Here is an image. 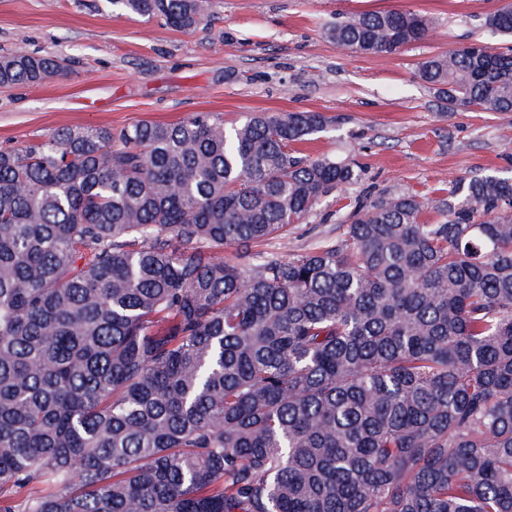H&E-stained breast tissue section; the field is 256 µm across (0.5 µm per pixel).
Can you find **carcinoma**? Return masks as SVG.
Listing matches in <instances>:
<instances>
[{
  "label": "carcinoma",
  "instance_id": "carcinoma-1",
  "mask_svg": "<svg viewBox=\"0 0 512 512\" xmlns=\"http://www.w3.org/2000/svg\"><path fill=\"white\" fill-rule=\"evenodd\" d=\"M109 3L184 32L207 8ZM484 25L512 37V4ZM432 28L327 35L390 54ZM66 70L17 52L0 86ZM419 72L512 112L510 54ZM327 124L201 112L0 149V512H512V178L360 195L336 238L255 252L363 180L292 148Z\"/></svg>",
  "mask_w": 512,
  "mask_h": 512
}]
</instances>
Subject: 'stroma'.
I'll list each match as a JSON object with an SVG mask.
<instances>
[{
    "instance_id": "stroma-1",
    "label": "stroma",
    "mask_w": 512,
    "mask_h": 512,
    "mask_svg": "<svg viewBox=\"0 0 512 512\" xmlns=\"http://www.w3.org/2000/svg\"><path fill=\"white\" fill-rule=\"evenodd\" d=\"M505 2L211 0L207 22L182 32L108 0H0V56L22 49L69 60L65 75L41 85L0 87V148L64 128L175 123L197 112L228 126L252 112L323 113L330 125L297 151L355 159L365 175L260 247L284 257L334 238L360 194L436 200L452 180L512 175V112L448 106L418 72L424 57L470 43L511 49V39L483 25ZM367 11L416 13L435 29L388 55L345 51L326 36L338 15Z\"/></svg>"
}]
</instances>
